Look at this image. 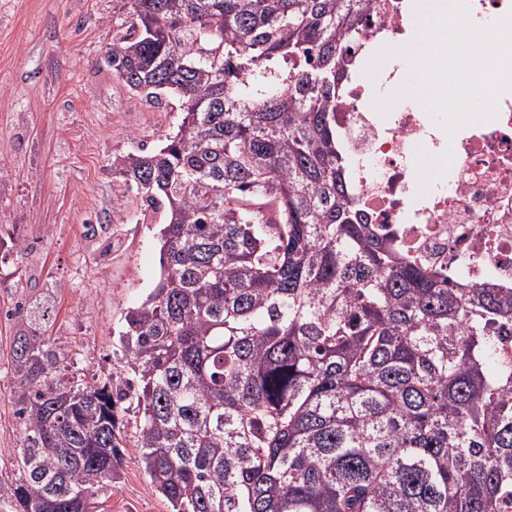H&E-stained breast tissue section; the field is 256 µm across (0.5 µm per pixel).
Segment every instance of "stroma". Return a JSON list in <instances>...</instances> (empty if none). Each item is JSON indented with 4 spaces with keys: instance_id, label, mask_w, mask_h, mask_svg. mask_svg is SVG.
Returning <instances> with one entry per match:
<instances>
[{
    "instance_id": "stroma-1",
    "label": "stroma",
    "mask_w": 512,
    "mask_h": 512,
    "mask_svg": "<svg viewBox=\"0 0 512 512\" xmlns=\"http://www.w3.org/2000/svg\"><path fill=\"white\" fill-rule=\"evenodd\" d=\"M118 0H0V512L19 477L8 349L11 313L51 299L49 334L90 384L131 379L124 315L159 279L161 212L148 208L112 158L156 149L176 131L179 103L151 102L112 78ZM98 512H169L127 450L118 479L97 489Z\"/></svg>"
}]
</instances>
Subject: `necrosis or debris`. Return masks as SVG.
Masks as SVG:
<instances>
[{
    "mask_svg": "<svg viewBox=\"0 0 512 512\" xmlns=\"http://www.w3.org/2000/svg\"><path fill=\"white\" fill-rule=\"evenodd\" d=\"M366 15L335 106L366 223L396 233L409 254L449 278L512 288V90L498 95L493 119L458 131L446 181L418 193L419 154L437 157L443 149L436 123L425 108L400 104L386 124L366 104L369 88L403 86L402 57L375 69L370 62L380 45H401L414 22L405 0H370Z\"/></svg>",
    "mask_w": 512,
    "mask_h": 512,
    "instance_id": "obj_1",
    "label": "necrosis or debris"
}]
</instances>
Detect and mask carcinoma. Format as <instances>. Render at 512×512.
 <instances>
[{
  "label": "carcinoma",
  "instance_id": "obj_1",
  "mask_svg": "<svg viewBox=\"0 0 512 512\" xmlns=\"http://www.w3.org/2000/svg\"><path fill=\"white\" fill-rule=\"evenodd\" d=\"M106 62L179 103L112 157L163 211L124 316L137 384L68 378L49 302L10 345L11 512H95L133 448L170 512H512V289L468 285L362 223L333 111L368 0H120Z\"/></svg>",
  "mask_w": 512,
  "mask_h": 512
}]
</instances>
